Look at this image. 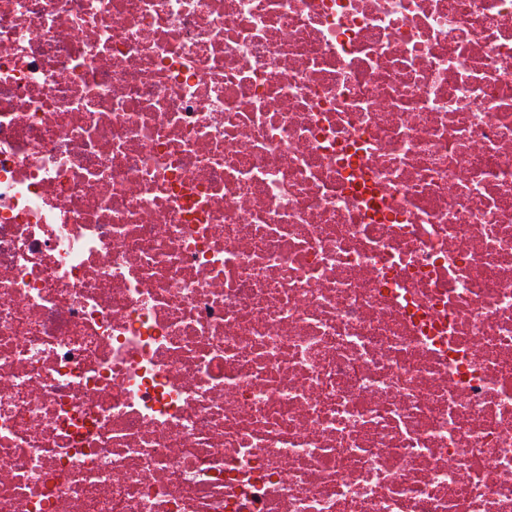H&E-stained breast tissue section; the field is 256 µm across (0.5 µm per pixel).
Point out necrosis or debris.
<instances>
[{
  "instance_id": "1",
  "label": "necrosis or debris",
  "mask_w": 512,
  "mask_h": 512,
  "mask_svg": "<svg viewBox=\"0 0 512 512\" xmlns=\"http://www.w3.org/2000/svg\"><path fill=\"white\" fill-rule=\"evenodd\" d=\"M0 512H512V0H0Z\"/></svg>"
}]
</instances>
